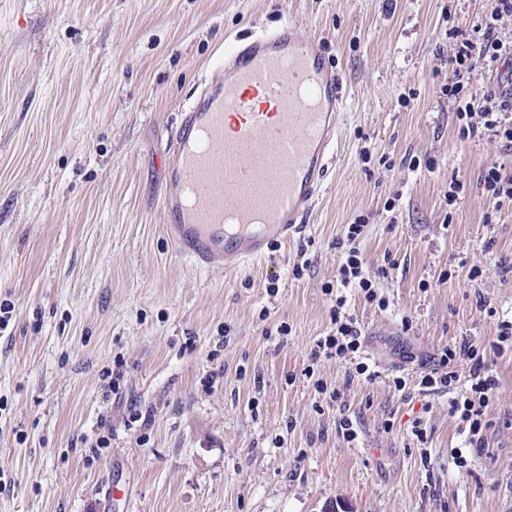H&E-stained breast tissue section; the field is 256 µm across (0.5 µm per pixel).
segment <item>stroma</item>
Wrapping results in <instances>:
<instances>
[{"instance_id":"1","label":"stroma","mask_w":512,"mask_h":512,"mask_svg":"<svg viewBox=\"0 0 512 512\" xmlns=\"http://www.w3.org/2000/svg\"><path fill=\"white\" fill-rule=\"evenodd\" d=\"M490 4L0 0V512H512V351L487 355L499 385L466 467L447 393L418 386L443 348L512 322V203L490 209L478 180L512 150L460 139L442 92L449 29ZM288 17L346 80L335 162L290 241L197 268L161 215L168 137L227 48ZM360 218L366 269H388L387 308L348 294L370 380L311 357Z\"/></svg>"}]
</instances>
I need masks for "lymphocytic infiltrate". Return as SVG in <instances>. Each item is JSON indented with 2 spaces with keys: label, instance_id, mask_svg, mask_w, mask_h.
I'll list each match as a JSON object with an SVG mask.
<instances>
[{
  "label": "lymphocytic infiltrate",
  "instance_id": "1",
  "mask_svg": "<svg viewBox=\"0 0 512 512\" xmlns=\"http://www.w3.org/2000/svg\"><path fill=\"white\" fill-rule=\"evenodd\" d=\"M512 17V0H492L489 9L479 15L473 24L472 38L464 39L449 63L455 75L444 93L456 105L458 136L466 140L489 135L512 148V123L505 122V113L512 112V43L496 34L499 22ZM490 72L494 86L476 89L461 80L462 74L476 68ZM364 222L346 225L348 247L336 275V306L332 312L333 330L320 338L317 352L341 362H353V376L372 379L367 362L357 360L363 350L362 332L353 314L346 310V289H359L367 302L385 308L387 302L378 295L376 278L364 268L361 254L356 247L364 232ZM469 366L470 387L465 394L452 398L449 413L456 423L458 434L464 435L467 446L483 448L484 433L490 423L486 411L498 387V379L490 369L481 344L466 341L457 346L443 348L434 368L424 374L419 382L422 391L454 390L458 380L457 363Z\"/></svg>",
  "mask_w": 512,
  "mask_h": 512
}]
</instances>
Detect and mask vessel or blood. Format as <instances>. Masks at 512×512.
<instances>
[{"label": "vessel or blood", "mask_w": 512, "mask_h": 512, "mask_svg": "<svg viewBox=\"0 0 512 512\" xmlns=\"http://www.w3.org/2000/svg\"><path fill=\"white\" fill-rule=\"evenodd\" d=\"M345 90L294 21L229 49L171 137L161 210L176 254L228 270L290 240L329 169Z\"/></svg>", "instance_id": "1"}]
</instances>
